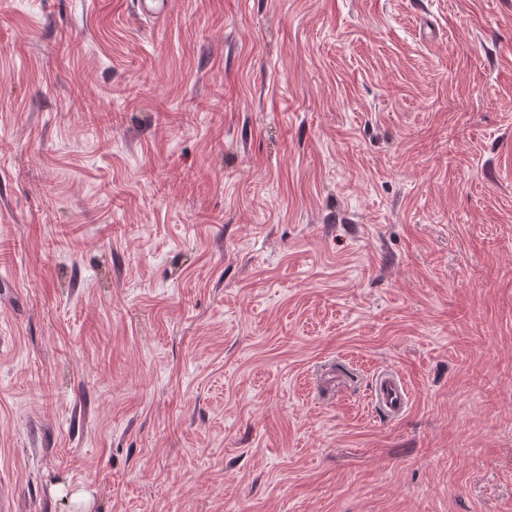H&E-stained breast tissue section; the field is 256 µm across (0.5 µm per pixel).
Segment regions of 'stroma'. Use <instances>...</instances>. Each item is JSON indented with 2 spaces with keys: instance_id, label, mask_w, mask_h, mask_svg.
<instances>
[{
  "instance_id": "35a3bbf8",
  "label": "stroma",
  "mask_w": 512,
  "mask_h": 512,
  "mask_svg": "<svg viewBox=\"0 0 512 512\" xmlns=\"http://www.w3.org/2000/svg\"><path fill=\"white\" fill-rule=\"evenodd\" d=\"M0 512H512V0H0ZM409 400L408 388L403 378L393 370H385L376 376V403L388 415L397 417L403 413Z\"/></svg>"
}]
</instances>
